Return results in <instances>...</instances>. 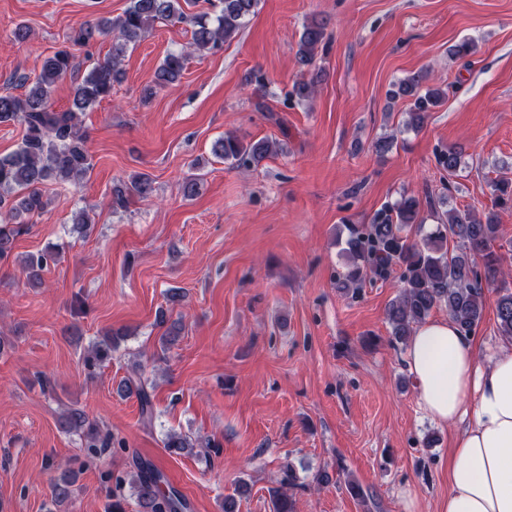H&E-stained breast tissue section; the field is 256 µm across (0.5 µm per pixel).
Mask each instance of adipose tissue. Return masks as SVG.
<instances>
[{"label":"adipose tissue","mask_w":512,"mask_h":512,"mask_svg":"<svg viewBox=\"0 0 512 512\" xmlns=\"http://www.w3.org/2000/svg\"><path fill=\"white\" fill-rule=\"evenodd\" d=\"M406 363L426 415L466 423L453 441L440 512H512V344L483 365L452 320H431L413 333Z\"/></svg>","instance_id":"adipose-tissue-1"}]
</instances>
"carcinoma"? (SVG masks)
<instances>
[{"label":"carcinoma","mask_w":512,"mask_h":512,"mask_svg":"<svg viewBox=\"0 0 512 512\" xmlns=\"http://www.w3.org/2000/svg\"><path fill=\"white\" fill-rule=\"evenodd\" d=\"M260 0H221V10L212 16L207 12L191 19L192 42L196 52L218 49L240 32L246 20L256 12ZM187 18L181 0H129L123 14L117 19L99 18L74 30L70 42L84 47L100 38L113 36L112 56L88 66L80 80L75 82L71 105L57 111L51 103L56 84L80 71V63L66 46L49 56L28 93L15 96L0 95V123H19L24 135L21 145L13 152L0 155V260L13 255L14 244L26 231V223L18 218L43 213L50 200L42 187L49 183L77 186L92 168V157L87 146L88 134L83 116L95 105L112 97V89L125 77L122 59L127 46L141 40L157 23L183 22ZM327 39L326 23L314 18L303 26L295 51V64L300 72L289 91V99L306 101L315 93L321 71L316 69V56ZM185 66V53L167 55L155 72L153 86L146 90L149 98L154 90L179 80ZM428 80L424 71H418L400 80L389 91L391 99L408 100L409 125L421 126L428 113L445 99L438 87L423 88ZM277 144L269 140L246 142L233 134H226L213 145L216 158L232 166L259 164L276 152ZM462 149L451 146L440 151L438 164L448 174L459 169ZM154 192L153 180L139 173L129 182L120 183L112 190V207L127 208L129 198L137 195L147 198ZM494 206H512V183L499 180L493 183ZM439 224L419 241H410L400 232L412 224H421L420 202L413 196L402 197L396 205L377 213L373 232L354 234L347 242L348 267L345 283L357 285L369 276H384L397 264L403 268L402 289L387 311V322L392 340L406 342L416 326L424 323L431 312L444 307L448 317L463 335L470 334L482 319L485 289L481 272L497 271L501 261L500 250L512 248L511 240H503L497 214L491 210L478 215L470 210H448L438 217ZM458 243L448 250V239ZM59 254L51 250L29 252L15 258L26 281L39 276ZM496 316L501 336L512 340V290L502 285L497 290ZM112 359V338L105 336L88 349L84 361L89 368L104 365ZM127 390L135 389L144 423L152 424L155 417L153 386L145 381L132 385L124 382ZM61 426L78 434L90 455H102L109 449H125V440L112 435H101L98 425L85 410L70 408L62 414ZM193 447L181 434L169 433L164 448L171 453ZM104 479L112 482V502L108 512H125V487L136 496L140 512H187L186 499L169 485L163 471L153 463L140 460L126 475L107 471ZM75 473L64 467L50 479L52 506L57 508L71 496ZM273 512H294L292 497L276 490L272 493Z\"/></svg>","instance_id":"carcinoma-1"}]
</instances>
